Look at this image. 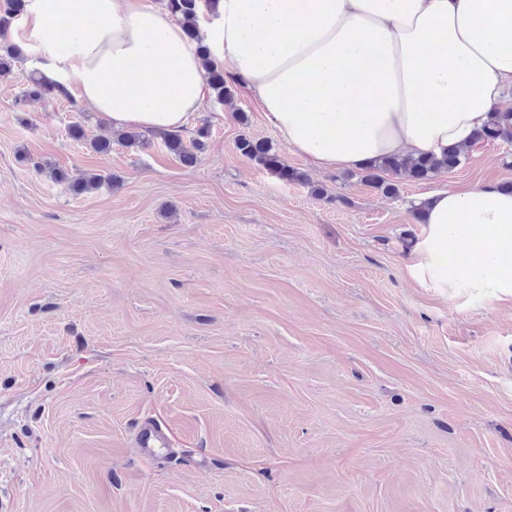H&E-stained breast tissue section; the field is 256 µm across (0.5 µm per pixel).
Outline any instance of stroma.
<instances>
[{
  "label": "stroma",
  "instance_id": "35a3bbf8",
  "mask_svg": "<svg viewBox=\"0 0 512 512\" xmlns=\"http://www.w3.org/2000/svg\"><path fill=\"white\" fill-rule=\"evenodd\" d=\"M30 71L0 72V512H512V295L407 271L411 204L512 183V145L393 197L291 152L240 86L184 131L209 130L194 166L149 135L97 154L75 99L19 103ZM236 149L239 154L258 166L274 173L286 182H303L304 175L288 166L281 155L267 141L251 137H240L236 141ZM33 166L39 172L47 170L49 177L56 182L66 184L67 187L75 194L90 193L98 190L104 184L112 185V183L118 181V177L112 173L102 175L98 173L82 172L76 177H71L63 170L54 167H47L49 165L44 164L41 161H34ZM136 446L147 457L158 456L167 446L166 436L150 424H144L136 432Z\"/></svg>",
  "mask_w": 512,
  "mask_h": 512
}]
</instances>
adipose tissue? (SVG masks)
<instances>
[{"instance_id": "obj_1", "label": "adipose tissue", "mask_w": 512, "mask_h": 512, "mask_svg": "<svg viewBox=\"0 0 512 512\" xmlns=\"http://www.w3.org/2000/svg\"><path fill=\"white\" fill-rule=\"evenodd\" d=\"M20 29L29 65L111 129L185 130L208 93L182 25L141 0H25ZM204 35L322 171L468 149L512 99V0H220ZM424 203L416 282L512 288L511 190L454 186Z\"/></svg>"}]
</instances>
